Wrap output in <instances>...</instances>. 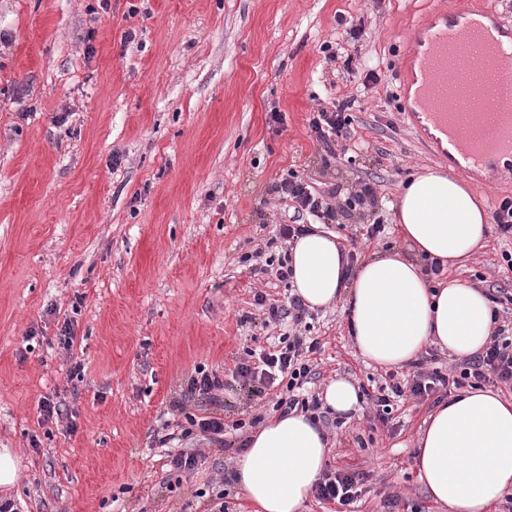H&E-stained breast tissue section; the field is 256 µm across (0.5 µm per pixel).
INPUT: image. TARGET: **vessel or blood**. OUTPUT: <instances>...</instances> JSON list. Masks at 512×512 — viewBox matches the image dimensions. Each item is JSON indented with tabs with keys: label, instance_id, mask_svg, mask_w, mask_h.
<instances>
[{
	"label": "vessel or blood",
	"instance_id": "obj_1",
	"mask_svg": "<svg viewBox=\"0 0 512 512\" xmlns=\"http://www.w3.org/2000/svg\"><path fill=\"white\" fill-rule=\"evenodd\" d=\"M512 26L503 25L491 9L463 7L426 14L405 41L401 56L400 99L404 119L424 133L436 148L452 145L448 161L472 170H491L507 160L512 172V109L481 91L480 109L458 112L448 107L449 60L483 51L489 73H512Z\"/></svg>",
	"mask_w": 512,
	"mask_h": 512
}]
</instances>
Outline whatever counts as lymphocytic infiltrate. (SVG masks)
<instances>
[{"mask_svg": "<svg viewBox=\"0 0 512 512\" xmlns=\"http://www.w3.org/2000/svg\"><path fill=\"white\" fill-rule=\"evenodd\" d=\"M353 99L333 101L331 108L319 109L309 121V128L327 158L337 159L343 140L350 138L352 117L350 110ZM277 194L288 197L294 204L297 223L283 224L278 236L283 240H294L307 232L302 217H321L332 214V207L326 206L319 192L298 174L282 179L275 187ZM256 306L265 308L267 319L276 324L291 320L292 333L280 338L277 345L260 352L246 351L243 359L236 363L232 377L238 380L250 401L260 402L268 391H278L275 406L288 412L298 408L306 412H318L319 398H306L303 390L316 374L312 354L319 351L318 339L303 335L301 328L306 316L304 303L300 298H291L288 304L280 305L268 301L266 294L256 293ZM494 381L512 391V338L507 337L504 328H496L490 336V344L484 354L463 359L458 374L444 373L437 369H418L413 377L393 380L388 386H381L366 392L376 418L388 422L392 399L408 397L425 400L433 396L447 397L451 390L466 386L477 387L486 381ZM186 424L177 428L164 423L162 433L156 438L160 447H167L175 440H183L193 433H200L210 442L223 444L226 431L224 416L212 413L205 416L186 414ZM364 475L360 472H335L324 474L313 488L320 503H335L341 506L352 504L361 493Z\"/></svg>", "mask_w": 512, "mask_h": 512, "instance_id": "lymphocytic-infiltrate-1", "label": "lymphocytic infiltrate"}]
</instances>
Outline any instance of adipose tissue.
Segmentation results:
<instances>
[{
    "instance_id": "1",
    "label": "adipose tissue",
    "mask_w": 512,
    "mask_h": 512,
    "mask_svg": "<svg viewBox=\"0 0 512 512\" xmlns=\"http://www.w3.org/2000/svg\"><path fill=\"white\" fill-rule=\"evenodd\" d=\"M412 257L378 253L348 272L335 233L312 225L290 249L295 294L310 309L344 298L353 343L370 365L404 368L431 344L452 356L483 350L492 327L484 293L427 278L419 258L453 267L483 245L488 214L469 183L445 168L404 186L394 215ZM328 455L323 431L301 412L269 418L251 436L236 479L252 512H302ZM418 476L448 512H491L512 491V402L467 388L435 406L417 441Z\"/></svg>"
}]
</instances>
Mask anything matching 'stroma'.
<instances>
[{
  "mask_svg": "<svg viewBox=\"0 0 512 512\" xmlns=\"http://www.w3.org/2000/svg\"><path fill=\"white\" fill-rule=\"evenodd\" d=\"M452 5L0 0V448L18 461L0 498L20 512H205L194 491L208 484L227 512H249L235 479L237 431L221 450L200 437L173 442L204 457L173 491L156 433L200 363L224 381L225 422L246 408L272 415L273 399L248 404L232 372L245 350L290 329L265 325L254 295L284 304L291 284L255 272L252 258L288 250L277 229L293 209L271 190L288 172L320 192L374 183L377 211L322 224L343 239L379 216L385 231L358 258L407 252L393 221L400 192L444 160L400 114L398 52L425 13ZM129 30L136 39L126 44ZM354 54L376 81H345ZM339 95L358 101L352 159L327 166L309 120ZM273 110L282 124H269ZM505 249L512 240L489 229L484 247L445 275L496 298L512 321ZM67 318L68 351L55 340ZM307 323L321 347L313 392L339 377L384 380L357 352L342 302ZM77 364L81 376L70 379ZM49 394L72 412L75 433L42 422ZM430 410L406 400L381 423L365 406L327 429L326 471L367 475L353 512H443L415 466Z\"/></svg>",
  "mask_w": 512,
  "mask_h": 512,
  "instance_id": "stroma-1",
  "label": "stroma"
}]
</instances>
